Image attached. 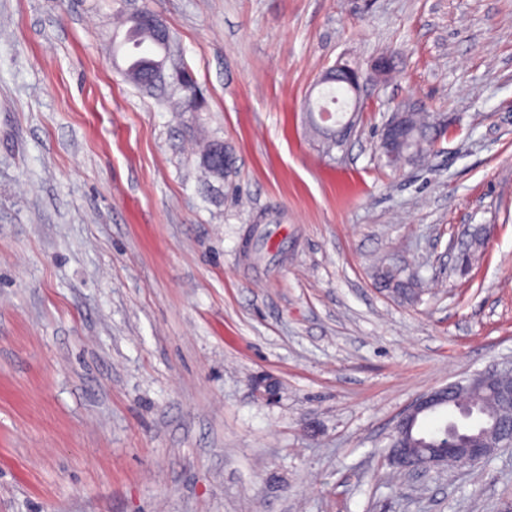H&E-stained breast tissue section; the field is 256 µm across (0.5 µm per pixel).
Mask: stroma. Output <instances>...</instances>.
Returning a JSON list of instances; mask_svg holds the SVG:
<instances>
[{"label":"stroma","instance_id":"1","mask_svg":"<svg viewBox=\"0 0 512 512\" xmlns=\"http://www.w3.org/2000/svg\"><path fill=\"white\" fill-rule=\"evenodd\" d=\"M139 3L201 111L123 78L119 0H0V512H512V448L386 460L419 395L512 360V0ZM385 51L325 152L316 80ZM403 99L448 134L396 170ZM379 279L385 288H392L407 299H412L416 295L417 283L415 280L409 277L403 278L397 270L386 267L381 270Z\"/></svg>","mask_w":512,"mask_h":512}]
</instances>
